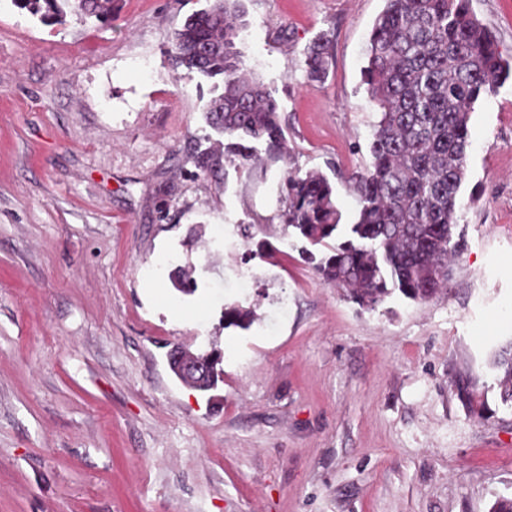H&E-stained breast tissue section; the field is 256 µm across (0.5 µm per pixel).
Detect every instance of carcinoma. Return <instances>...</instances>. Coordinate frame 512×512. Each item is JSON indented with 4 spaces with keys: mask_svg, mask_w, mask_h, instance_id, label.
Wrapping results in <instances>:
<instances>
[{
    "mask_svg": "<svg viewBox=\"0 0 512 512\" xmlns=\"http://www.w3.org/2000/svg\"><path fill=\"white\" fill-rule=\"evenodd\" d=\"M13 2L47 25L62 22L71 2L99 22L112 19V0ZM243 15L242 0H208L171 42L175 66L215 79L221 89L205 113L207 125L222 137L203 154L202 166L210 170L224 160L243 168L261 150L270 167L288 158L276 99L242 73L236 40ZM329 51L326 36L307 48L308 80H327ZM510 77L512 62L472 14L470 0H385L363 69L377 121L370 167L355 180L357 220L341 223L327 177L284 168L276 177L280 240L301 243L302 256L324 281L361 308L373 309L394 293L415 302L431 299L447 286L450 262L461 248L454 228L471 112ZM169 278L186 295L196 291V281L181 269ZM252 323V311L224 306L225 326L247 329ZM488 366L502 401L512 404V340L492 354ZM456 386L467 405L482 409L470 372L460 373Z\"/></svg>",
    "mask_w": 512,
    "mask_h": 512,
    "instance_id": "1",
    "label": "carcinoma"
}]
</instances>
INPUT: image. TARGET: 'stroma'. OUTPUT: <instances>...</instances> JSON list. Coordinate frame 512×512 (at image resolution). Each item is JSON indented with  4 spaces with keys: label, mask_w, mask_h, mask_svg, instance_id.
Here are the masks:
<instances>
[{
    "label": "stroma",
    "mask_w": 512,
    "mask_h": 512,
    "mask_svg": "<svg viewBox=\"0 0 512 512\" xmlns=\"http://www.w3.org/2000/svg\"><path fill=\"white\" fill-rule=\"evenodd\" d=\"M206 5L46 25L0 0V512H491L512 497V407L486 373L512 339V78L471 114L448 287L363 309L299 250L248 253L238 227L275 218V170L201 168L213 85L170 46ZM243 6L236 48L280 106L289 168L326 174L353 223L385 0ZM471 9L512 58V0ZM324 35L320 84L303 60ZM232 303L249 329L225 327ZM175 345L220 352L221 402L174 379ZM467 367L480 416L454 384Z\"/></svg>",
    "instance_id": "1"
}]
</instances>
